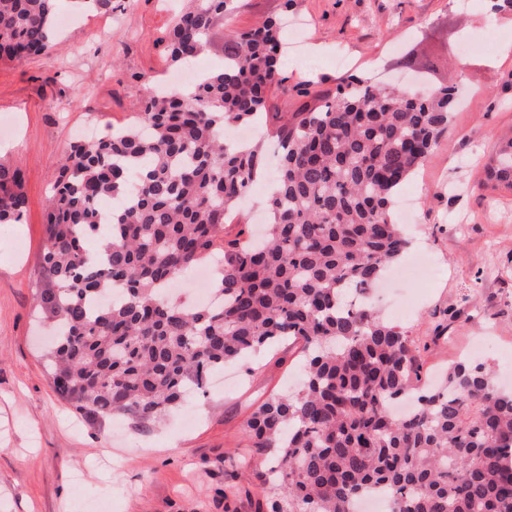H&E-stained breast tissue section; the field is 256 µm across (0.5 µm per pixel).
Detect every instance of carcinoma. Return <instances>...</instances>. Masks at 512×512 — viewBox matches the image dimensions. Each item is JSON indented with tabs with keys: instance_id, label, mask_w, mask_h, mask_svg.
I'll use <instances>...</instances> for the list:
<instances>
[{
	"instance_id": "obj_1",
	"label": "carcinoma",
	"mask_w": 512,
	"mask_h": 512,
	"mask_svg": "<svg viewBox=\"0 0 512 512\" xmlns=\"http://www.w3.org/2000/svg\"><path fill=\"white\" fill-rule=\"evenodd\" d=\"M58 2L0 0V60L50 51ZM236 2L186 0L169 64L207 50ZM280 43L273 20L231 30L224 64L193 89H153L147 77L129 125L70 145L48 200L37 295L56 323L55 390L93 421L144 424L224 362L296 343L301 388L246 423L254 447L278 449L276 493L257 512H349L378 485L393 512H512V390L485 363H454L441 389L422 383L411 336L363 300L406 249L393 199L439 145L458 90L350 75L285 117L267 238L246 240L248 226L232 235L225 217L263 176V148L224 130L258 120L282 86ZM486 179L512 189V140ZM104 198L125 204L105 214ZM26 205L22 171L0 163V224L20 223ZM216 253L218 302L172 300L167 285ZM351 294L362 297L355 307ZM407 398L412 412L392 416Z\"/></svg>"
}]
</instances>
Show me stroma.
<instances>
[{
  "instance_id": "35a3bbf8",
  "label": "stroma",
  "mask_w": 512,
  "mask_h": 512,
  "mask_svg": "<svg viewBox=\"0 0 512 512\" xmlns=\"http://www.w3.org/2000/svg\"><path fill=\"white\" fill-rule=\"evenodd\" d=\"M240 3L225 27L285 15L303 24L285 41L320 48L286 52V80L255 139L347 75L398 81L405 56L431 85L462 87L440 146L399 191L414 202L407 251L426 254L431 271L392 282L373 302L386 318L404 308L398 324L423 376L439 380L466 357L512 387V190L483 184L497 145L512 137V14L487 0H294L288 10L283 0ZM178 6L112 0L85 13L62 0L54 49L0 62V161L22 170L27 198L21 223L0 233V512H93L98 503L108 512H254L272 494L264 475L274 452L252 447L244 425L261 402L296 388L297 347L226 364L232 388L208 384L144 425L79 418L53 390L45 362L49 327L36 292L51 186L90 116L102 134L124 125L145 77L170 75L164 39Z\"/></svg>"
}]
</instances>
